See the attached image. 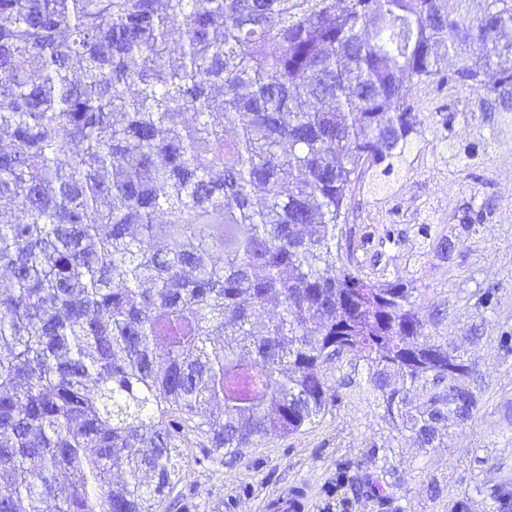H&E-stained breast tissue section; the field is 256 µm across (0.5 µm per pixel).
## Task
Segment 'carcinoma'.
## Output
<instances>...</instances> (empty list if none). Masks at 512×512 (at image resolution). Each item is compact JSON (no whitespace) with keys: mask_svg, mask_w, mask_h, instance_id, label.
Returning <instances> with one entry per match:
<instances>
[{"mask_svg":"<svg viewBox=\"0 0 512 512\" xmlns=\"http://www.w3.org/2000/svg\"><path fill=\"white\" fill-rule=\"evenodd\" d=\"M344 2L0 0V512H156L323 417L326 364L421 448L470 418L475 367L349 216L401 171L412 87L512 84V0Z\"/></svg>","mask_w":512,"mask_h":512,"instance_id":"obj_1","label":"carcinoma"}]
</instances>
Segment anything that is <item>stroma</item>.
<instances>
[{"mask_svg": "<svg viewBox=\"0 0 512 512\" xmlns=\"http://www.w3.org/2000/svg\"><path fill=\"white\" fill-rule=\"evenodd\" d=\"M412 93L411 165L397 194L356 193L353 233H373L386 278L413 281L427 340L474 363L471 418L439 447H416L369 393L365 371L332 366L325 376L339 404L302 432L194 467L168 512L183 503L184 512H275L295 488L308 512H496L495 489L512 491V86L420 84ZM371 481L388 485L387 502Z\"/></svg>", "mask_w": 512, "mask_h": 512, "instance_id": "1", "label": "stroma"}]
</instances>
